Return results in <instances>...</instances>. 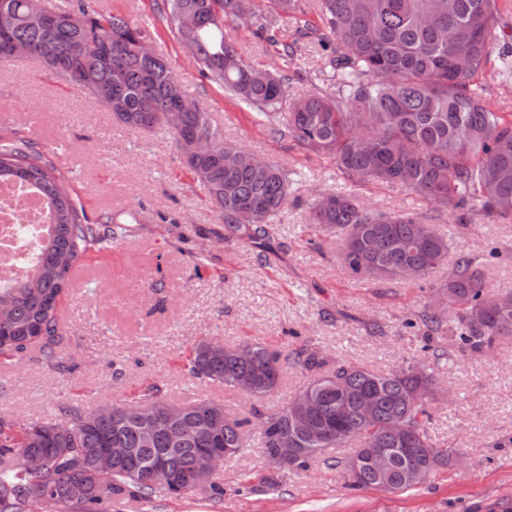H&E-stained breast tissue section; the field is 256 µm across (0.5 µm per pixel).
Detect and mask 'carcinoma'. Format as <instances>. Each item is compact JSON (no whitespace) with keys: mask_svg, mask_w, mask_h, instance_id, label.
<instances>
[{"mask_svg":"<svg viewBox=\"0 0 512 512\" xmlns=\"http://www.w3.org/2000/svg\"><path fill=\"white\" fill-rule=\"evenodd\" d=\"M155 4L177 39L191 45L201 73L255 112L271 133L332 157L345 174L401 186L442 212L478 205L512 217V120L487 106L478 82L496 38L497 0H318L319 26L305 19L303 0H269L264 12L253 10L250 0ZM236 21L276 48L285 68L297 45L280 38L285 23L294 22L299 37L320 42L319 30L326 28L331 50L321 74L334 91L300 96L289 112H281L287 75L244 59L224 32L225 24ZM149 38L146 28L121 15L99 14L91 0L39 17L30 15L28 0H0V58L12 45L27 46L54 77L84 89L90 84L113 89L114 118L142 130L165 127L155 115L184 97L167 59L139 52L138 42ZM460 126L475 131L476 139L459 141ZM168 132L180 147L200 137L218 143L209 156L182 158L183 166L219 211L228 236L255 247L271 241L288 199L287 173L273 163L272 174L265 176L239 163L242 147L224 141L198 103ZM0 183L30 187L52 219L44 236L20 228L31 239L29 272L0 286V355L38 345L52 358L56 311L72 268L86 250L109 248L130 227L109 217L90 223L63 177L23 138L0 142ZM310 223L344 232L340 258L358 280L369 279L367 267L375 263L387 270V280L412 267L423 281L447 261L452 246L412 212H375L345 194L316 198ZM440 291L455 311L450 341L457 348H489L497 337L512 334V319H502L492 305L476 258L459 255ZM298 362L310 372L300 393L315 397L313 424L303 429L291 421L288 402L261 415L258 434L266 459L276 455L285 435L297 448L293 464L298 467L326 448L354 443L356 451L345 461L351 487L375 489L384 483L396 492L420 488L456 464L457 454L435 447L427 433L431 373L413 365L377 372L341 362L328 369L325 358L307 349L298 353ZM185 369L193 378L261 398L278 388L283 363L281 352L265 344H256L252 360L243 361L229 348L221 358L212 355L208 341L200 339ZM160 393L158 385H149L136 404L55 421L22 426L1 420L0 512H112V499L124 494L186 498L192 495L187 483L199 477L209 483L212 496H224L223 487L203 476L201 462L216 450L231 448L235 456L248 447L250 421L225 415L221 404H190L184 406L183 432L163 423L147 440L139 412L166 403ZM365 398L374 401L367 420L361 415ZM209 415L224 418L217 436L204 430L202 420ZM398 421L406 426L403 435L393 429ZM116 443L134 449L142 477H130L124 462L107 472L97 469L95 459ZM370 450L391 456L387 472L367 463ZM159 461L169 474L165 482L150 478ZM420 464L424 474L410 475ZM75 485L86 490L76 501L68 495ZM47 494L55 498L50 507L43 501Z\"/></svg>","mask_w":512,"mask_h":512,"instance_id":"cac0c4a2","label":"carcinoma"}]
</instances>
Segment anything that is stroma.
<instances>
[{
	"label": "stroma",
	"mask_w": 512,
	"mask_h": 512,
	"mask_svg": "<svg viewBox=\"0 0 512 512\" xmlns=\"http://www.w3.org/2000/svg\"><path fill=\"white\" fill-rule=\"evenodd\" d=\"M94 7L150 31L187 97L208 109L225 140L287 173L288 202L269 247H243L225 238L217 210L168 133L122 125L38 60L0 59V138L35 143L90 219L108 215L131 227L110 249L88 250L76 268L58 308L54 359L36 348L0 357V418L32 423L65 410L84 413L131 402L152 384L169 403L206 400L250 418L277 410L303 388L307 376L291 361L303 348L375 371L427 364L435 377L429 438L457 450L461 460L429 485L397 494L352 490L342 461L353 447L327 449L304 469L277 468L254 437L214 475L223 498L203 487L179 499L125 496L113 501L112 512H512V336L480 351H458L447 332H430L414 320L434 286L446 281L448 265L423 288L407 280H355L337 258L340 232L311 224L309 204L315 195L342 193L378 212H416L448 236L455 251L482 259L486 282L503 295H512V218L475 207L459 222L400 187L344 174L332 159L270 133L204 77L154 0H95ZM496 30L481 77L483 98L511 120L512 79L499 76L498 57L512 49V0H502ZM324 59L317 41H298L287 100L331 92L318 77ZM202 337L279 349L289 361L277 390L255 400L192 378L185 360ZM427 341L444 351L443 359L423 351Z\"/></svg>",
	"instance_id": "35a3bbf8"
}]
</instances>
